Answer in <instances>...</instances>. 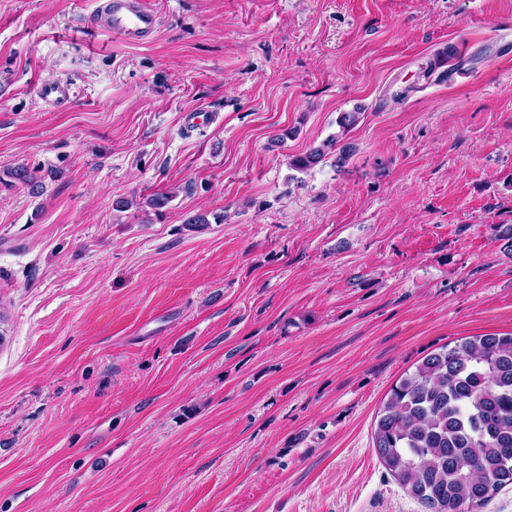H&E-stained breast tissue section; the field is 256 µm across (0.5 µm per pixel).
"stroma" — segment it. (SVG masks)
<instances>
[{"label": "stroma", "instance_id": "1", "mask_svg": "<svg viewBox=\"0 0 512 512\" xmlns=\"http://www.w3.org/2000/svg\"><path fill=\"white\" fill-rule=\"evenodd\" d=\"M96 5L0 0V171L45 184H0V512H424L374 426L512 333V0H152L146 44ZM39 98L52 105L65 103L70 100L71 88L64 81L44 83L39 88ZM361 114V108L359 107L353 112L340 113L336 121L340 128V134L328 138L318 146L311 147L303 154L293 156L289 161L290 168L298 172H306L322 162L329 151L337 150L336 146L340 139L358 124ZM39 172L38 168H30L23 165L6 169L8 177L28 186L33 194H39L43 189L41 176L38 175Z\"/></svg>", "mask_w": 512, "mask_h": 512}]
</instances>
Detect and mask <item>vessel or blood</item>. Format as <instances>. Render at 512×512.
Here are the masks:
<instances>
[{"label":"vessel or blood","instance_id":"vessel-or-blood-1","mask_svg":"<svg viewBox=\"0 0 512 512\" xmlns=\"http://www.w3.org/2000/svg\"><path fill=\"white\" fill-rule=\"evenodd\" d=\"M93 20L130 43L147 42L157 32L156 14L148 0H99ZM39 97L52 105L65 103L71 97V88L63 81L45 83L39 88Z\"/></svg>","mask_w":512,"mask_h":512}]
</instances>
